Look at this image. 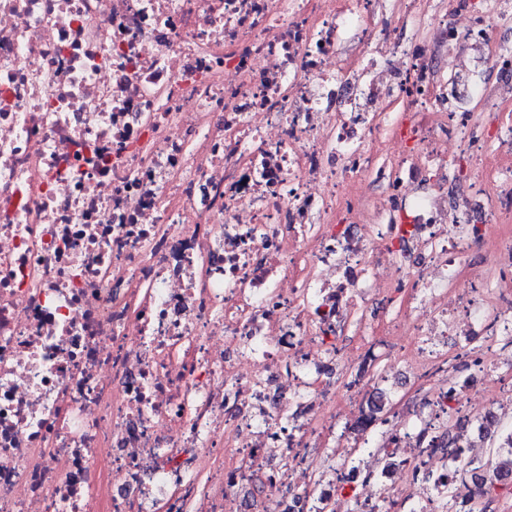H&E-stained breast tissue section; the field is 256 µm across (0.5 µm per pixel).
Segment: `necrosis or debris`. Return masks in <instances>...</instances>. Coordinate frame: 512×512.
I'll return each mask as SVG.
<instances>
[{
    "label": "necrosis or debris",
    "instance_id": "1",
    "mask_svg": "<svg viewBox=\"0 0 512 512\" xmlns=\"http://www.w3.org/2000/svg\"><path fill=\"white\" fill-rule=\"evenodd\" d=\"M381 6L0 0V512H446L424 436L512 373V96L459 89L512 0ZM377 373L379 374V379L372 384L371 393H376L377 396L379 392H382L385 395V409L388 407L390 399V407H392L397 402H399L400 405L411 400V394L408 392L407 387H402L400 384H397L396 380H393L391 377L387 376L383 371H381V369H378ZM382 397L383 396L381 395L373 399L374 401L372 403L371 409L369 410V413L357 427L358 432H366V430L370 428V424L378 420V414L383 410L385 406Z\"/></svg>",
    "mask_w": 512,
    "mask_h": 512
}]
</instances>
